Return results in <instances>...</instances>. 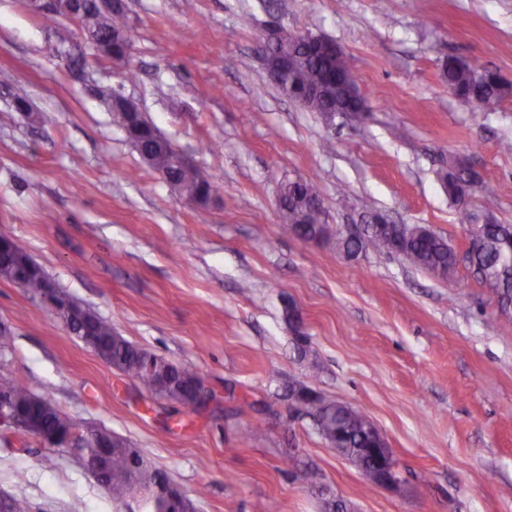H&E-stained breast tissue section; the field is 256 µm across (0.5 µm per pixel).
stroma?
Returning a JSON list of instances; mask_svg holds the SVG:
<instances>
[{"mask_svg":"<svg viewBox=\"0 0 512 512\" xmlns=\"http://www.w3.org/2000/svg\"><path fill=\"white\" fill-rule=\"evenodd\" d=\"M133 51L112 68L77 25L0 0V235L129 341L199 373L210 406L144 391L0 278L14 350L0 376L126 438L197 512H322L302 468L350 512H512V304L467 262L447 280L365 246L348 259L281 223V182L316 185L328 224L468 231L440 172L480 176L469 210L512 224V97L464 106L455 56L512 82V0H124ZM345 51L362 112L326 122L272 85L269 21ZM23 89L39 123L12 103ZM133 101L215 183L183 200L141 160L107 104ZM300 321L289 325L287 307ZM363 410L401 482L376 487L328 447L291 391ZM30 512H144L59 449L0 440V495Z\"/></svg>","mask_w":512,"mask_h":512,"instance_id":"stroma-1","label":"stroma"}]
</instances>
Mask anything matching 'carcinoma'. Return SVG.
I'll use <instances>...</instances> for the list:
<instances>
[{
    "instance_id": "cac0c4a2",
    "label": "carcinoma",
    "mask_w": 512,
    "mask_h": 512,
    "mask_svg": "<svg viewBox=\"0 0 512 512\" xmlns=\"http://www.w3.org/2000/svg\"><path fill=\"white\" fill-rule=\"evenodd\" d=\"M85 19L82 20L92 39L111 40L112 55L122 57L126 45L113 40L125 30V15L121 12L104 14L94 10V0H87ZM345 55L336 48L318 42H303L288 50V71L302 88L315 94L306 98L305 107L326 118L329 114L363 112L345 88L343 78L348 71ZM442 74L448 89L462 102L475 104L483 112H491L512 94V85L492 70H478L462 59L450 56L442 65ZM129 141L146 165L155 172L165 171L173 180L172 186L180 188L188 197L202 201L211 198L214 185L196 166L182 167L176 162V149L165 139L153 133V125L146 119L127 132ZM290 192L297 203L281 211L283 224L298 231L304 238L320 236L325 229V216L305 210L303 199L320 197L310 182L294 183ZM448 196L464 205L469 197V179L460 176L448 181ZM370 244L380 250L395 253L412 265L440 278L453 274L457 255L443 236L436 233L413 234L405 225L395 224L389 233L372 229L366 234ZM468 258L476 267L480 281L503 301H512V224H483L475 242L468 250ZM0 277L10 280L34 295H45L51 281L17 241L0 237ZM82 317L70 325V333L77 338L93 336L109 352L108 363L122 374L136 379L149 394L175 401L192 408L191 386L200 375L175 364L153 352L141 348L119 335L112 324L90 308L81 305ZM303 395L300 405L309 415L317 417L316 428L324 442L356 467L370 465L364 449L371 447L376 436L372 421L361 410L331 401L321 396L309 399L312 389L299 386ZM0 392L8 393L14 400L13 410L34 420L41 428L51 431L66 429L72 419L62 413L53 402L29 390L14 378L0 376ZM123 439L111 450L108 461L112 497L117 501L143 496L149 512H168V504L161 497H146L149 488L170 480L167 473L150 462L134 466Z\"/></svg>"
}]
</instances>
